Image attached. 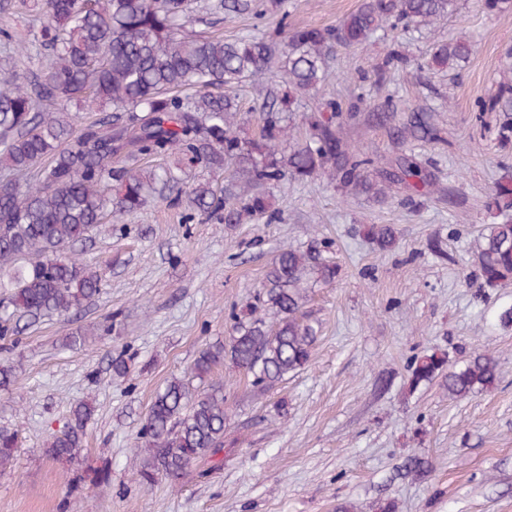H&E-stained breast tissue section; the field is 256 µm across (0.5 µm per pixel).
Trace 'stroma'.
Listing matches in <instances>:
<instances>
[{
    "label": "stroma",
    "instance_id": "obj_1",
    "mask_svg": "<svg viewBox=\"0 0 512 512\" xmlns=\"http://www.w3.org/2000/svg\"><path fill=\"white\" fill-rule=\"evenodd\" d=\"M216 2L195 0L192 33L271 34L283 19L331 26L360 0H283L262 16L216 12ZM41 20L42 0H0V70L35 76L46 68L38 46L16 47ZM461 34L477 46L464 68L425 67L434 44ZM399 41L409 64L366 84L361 101L347 77L370 70L384 45L337 49L336 77L318 97L355 104L349 142L385 157L412 155L436 175L435 192L411 201L400 191L380 203L324 177L291 182L270 191L280 212L271 224L187 223L185 202L155 200L70 246L103 272V285L77 317L27 328L12 354L16 382L0 391V427L19 430L20 442L0 473V512H377L386 502L395 512H512V330L498 324L512 306V282L488 287L469 261L494 221L493 189L512 171V145L496 138L502 113L476 112L512 64V9L490 13L482 0H458L452 15ZM388 96L396 114L376 124L372 114ZM412 112L431 113L440 140L399 144L394 130ZM370 224L395 225L398 245L379 251L364 235ZM437 233L448 260L427 247ZM285 248L320 249L339 267L333 283L306 290L304 309L320 326L312 362L262 391L231 365L216 369L211 380L223 384L228 412L222 466L203 479L189 472L176 486L142 484L132 450L156 392L229 335ZM107 318L111 333L94 332ZM81 326L84 342L65 347ZM438 349L456 367L472 351L495 353L499 384L464 400L437 380L409 389L410 360ZM118 354L129 365L121 378L110 369ZM82 399L96 408L87 461L112 465L105 490L73 486L42 455ZM413 456L426 466L418 477L404 470Z\"/></svg>",
    "mask_w": 512,
    "mask_h": 512
}]
</instances>
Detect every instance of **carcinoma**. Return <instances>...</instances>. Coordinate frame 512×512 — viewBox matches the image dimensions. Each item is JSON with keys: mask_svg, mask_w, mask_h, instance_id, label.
<instances>
[{"mask_svg": "<svg viewBox=\"0 0 512 512\" xmlns=\"http://www.w3.org/2000/svg\"><path fill=\"white\" fill-rule=\"evenodd\" d=\"M457 0H362L336 26L290 27L281 22L277 48L266 35L224 40L185 33L194 21L191 0H43L46 21L32 43L51 62L38 80L24 72L0 79V164L11 172L35 173L24 183L0 185V354H10L23 328L20 315L36 322L68 319L99 293L103 274L66 253L107 217L118 224L167 193L185 195L189 213L226 224L259 218L272 222L266 190L288 181L327 174L340 191L382 197L395 184L409 196L430 193L432 176L411 158L384 161L345 141L340 132L353 113L324 100L300 114L294 104L329 82L334 47H355L378 39L396 41L399 32L424 29L454 12ZM475 44L460 35L436 44L426 61L437 70L466 64ZM281 72L288 94L263 112L250 135L239 120L235 99L226 94L246 81ZM77 101L111 107L82 132L57 116L56 107ZM478 112H505L496 137L512 142V68L498 94ZM303 134L285 151L296 117ZM401 142L435 140L430 115L414 112L397 128ZM178 156L175 168L138 165L153 157ZM202 166L216 178L188 186L178 172ZM488 208L505 217L481 233L475 266L488 287L512 280V173L495 187ZM381 250L398 242L391 224L370 228ZM338 267L321 255L283 249L272 260L250 311L235 317L224 341L202 349L190 367L201 381L230 361L265 387L306 367L319 324L303 311L302 288L309 280L332 283ZM410 384L417 387L445 374L448 395L466 399L495 387L500 363L475 352L460 367L435 353L412 358ZM95 407L74 403L63 429L43 448L46 458L82 462L86 428ZM227 418L224 386L201 392L173 377L158 390L137 432L135 466L141 483L179 481L199 463L203 478L223 464ZM18 431L0 429V472L12 466ZM78 482L107 486L109 465L87 470Z\"/></svg>", "mask_w": 512, "mask_h": 512, "instance_id": "obj_1", "label": "carcinoma"}]
</instances>
